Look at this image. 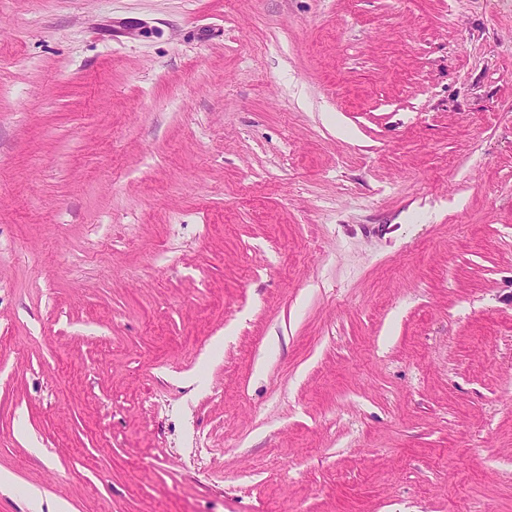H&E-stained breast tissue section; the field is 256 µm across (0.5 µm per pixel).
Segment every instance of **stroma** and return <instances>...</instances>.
I'll list each match as a JSON object with an SVG mask.
<instances>
[{
	"label": "stroma",
	"mask_w": 512,
	"mask_h": 512,
	"mask_svg": "<svg viewBox=\"0 0 512 512\" xmlns=\"http://www.w3.org/2000/svg\"><path fill=\"white\" fill-rule=\"evenodd\" d=\"M0 512H512V0H0Z\"/></svg>",
	"instance_id": "1"
}]
</instances>
